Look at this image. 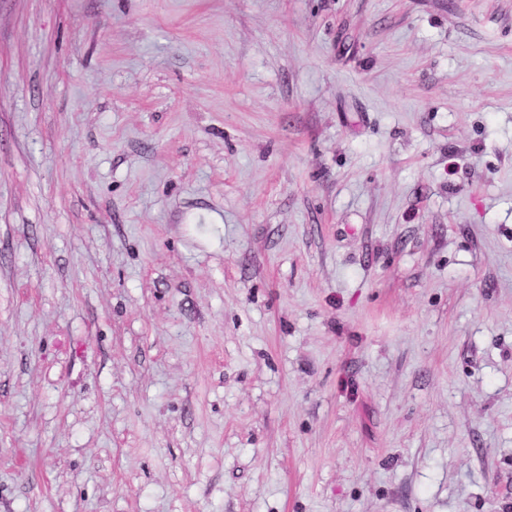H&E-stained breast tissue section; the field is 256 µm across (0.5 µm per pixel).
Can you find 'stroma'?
I'll return each mask as SVG.
<instances>
[{"mask_svg":"<svg viewBox=\"0 0 512 512\" xmlns=\"http://www.w3.org/2000/svg\"><path fill=\"white\" fill-rule=\"evenodd\" d=\"M0 512H512V0H0Z\"/></svg>","mask_w":512,"mask_h":512,"instance_id":"obj_1","label":"stroma"}]
</instances>
